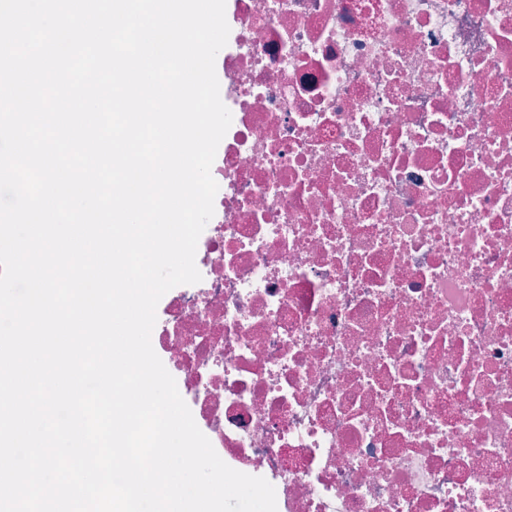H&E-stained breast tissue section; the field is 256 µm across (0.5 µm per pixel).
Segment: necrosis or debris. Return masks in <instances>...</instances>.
Wrapping results in <instances>:
<instances>
[{"mask_svg":"<svg viewBox=\"0 0 512 512\" xmlns=\"http://www.w3.org/2000/svg\"><path fill=\"white\" fill-rule=\"evenodd\" d=\"M202 280L152 346L277 512H512V0H226Z\"/></svg>","mask_w":512,"mask_h":512,"instance_id":"obj_1","label":"necrosis or debris"}]
</instances>
